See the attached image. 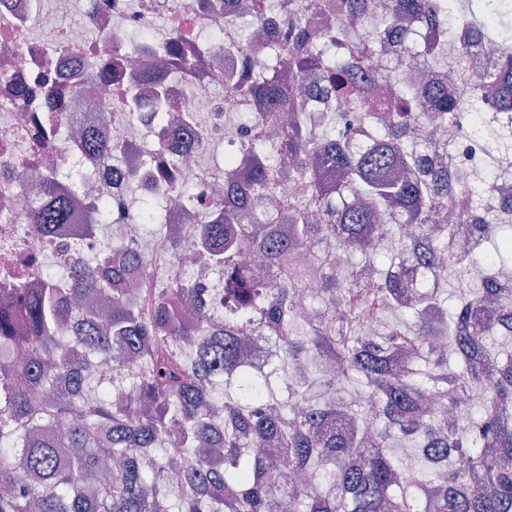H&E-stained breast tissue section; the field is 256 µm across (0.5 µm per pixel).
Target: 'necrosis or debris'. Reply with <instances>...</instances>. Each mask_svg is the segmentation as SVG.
Segmentation results:
<instances>
[{"mask_svg":"<svg viewBox=\"0 0 512 512\" xmlns=\"http://www.w3.org/2000/svg\"><path fill=\"white\" fill-rule=\"evenodd\" d=\"M255 2L138 0L137 9L132 10L129 0H85L80 20L72 23L68 20L70 0H0V276L22 277L37 286L44 280L47 264L63 269L75 258L95 262L103 238H110L115 248H124L139 239L141 227L137 213L117 209V202L125 200L129 187L149 197L158 195L167 183L192 193L197 204L180 218L181 238L153 240L154 259L144 267L143 275L158 288L164 287L172 264L184 277H196L198 254L185 243L196 238L201 224L224 200L229 180L225 150L239 146L246 128L261 112L270 115L262 126L268 141H277L283 131L275 118L282 110L280 103H242L226 81L227 72L243 77L267 65L262 51L241 40L243 28L254 25L253 13L243 11L242 6ZM48 3L66 24L48 38H33V22ZM160 18L167 28L189 32L180 55L202 61L200 69L183 72L176 81L168 78L171 57L145 55L132 49L128 41L132 30L150 28ZM424 36L445 41L450 49L470 44L474 70L499 56L497 47L475 41L466 25L454 21L448 24L447 38H440L430 23ZM115 58L122 61L124 81L95 83L75 111L55 101L37 107L8 92L12 83L23 81L51 86L60 94L70 88L68 75L77 61ZM150 76L165 81L164 101L147 93ZM133 98L140 101L134 109L129 106ZM151 112H188L193 121L186 130L145 122ZM36 122L53 123L54 139L34 144L30 129ZM84 131L111 144V164L72 154L73 136ZM62 157L79 164L75 195L86 206L97 207L104 198L113 202L112 221L105 225L103 237L74 238L68 224L58 225L51 234L31 229L28 216L42 175L35 163Z\"/></svg>","mask_w":512,"mask_h":512,"instance_id":"4bbe7bcc","label":"necrosis or debris"}]
</instances>
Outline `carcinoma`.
Instances as JSON below:
<instances>
[{
    "instance_id": "1",
    "label": "carcinoma",
    "mask_w": 512,
    "mask_h": 512,
    "mask_svg": "<svg viewBox=\"0 0 512 512\" xmlns=\"http://www.w3.org/2000/svg\"><path fill=\"white\" fill-rule=\"evenodd\" d=\"M268 8L285 18L288 87L273 68L236 91L288 94L300 108L279 144L249 141L246 154L262 163L224 189L223 208L202 225L203 268L224 275V287L208 291L175 271L165 288H133L126 271L145 262L140 246H106L96 266L38 288L0 280V512H512V353L489 341L512 336V201L494 204L485 151L465 156L476 178L462 183L457 155L422 172L423 147L408 141L427 118L455 127L464 144L484 136L512 151V88L496 67L452 99L427 78L360 80L392 32L416 46L415 27L448 26L445 0H388L381 38L334 61L320 54L342 45L343 32L326 12L361 21V0ZM455 16L512 55L509 0H459ZM182 37L147 43L141 31L131 45L162 53ZM316 68L350 116L307 105ZM77 152L106 160L112 148L84 137ZM281 163L312 191L288 204L286 237L281 216L256 208ZM58 172L44 180L50 203L29 215L34 231L77 222L95 234L108 202L78 222L81 203L63 196ZM311 204L323 223L306 222ZM448 207L459 223H431ZM164 208L161 195L140 200L155 237L179 233ZM246 248L277 276L245 271ZM337 248L361 260L338 266ZM406 252L409 265L390 277ZM452 269L467 292L450 312ZM306 280L320 285L311 317L300 311ZM382 302L412 325L359 335L360 315ZM431 306L442 310L437 323L426 318ZM256 331L271 348L265 368L238 350ZM95 355L111 365L95 367ZM325 358L345 365L344 382L365 389L370 408L315 394V384L332 385ZM475 391L482 397L461 423L459 397ZM432 397L439 406L428 411ZM347 418L364 427H332ZM395 441L413 443L415 457L396 454ZM413 469L419 480H402Z\"/></svg>"
}]
</instances>
